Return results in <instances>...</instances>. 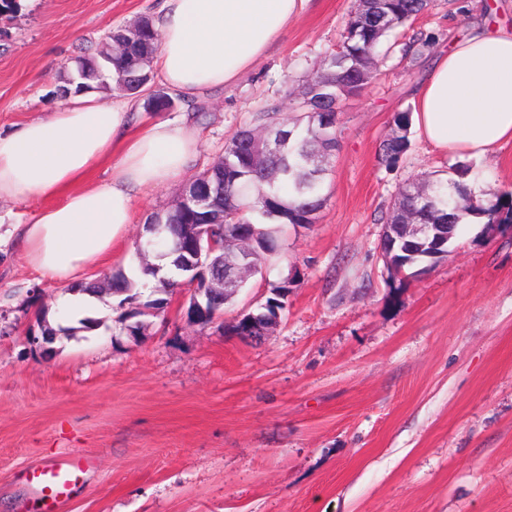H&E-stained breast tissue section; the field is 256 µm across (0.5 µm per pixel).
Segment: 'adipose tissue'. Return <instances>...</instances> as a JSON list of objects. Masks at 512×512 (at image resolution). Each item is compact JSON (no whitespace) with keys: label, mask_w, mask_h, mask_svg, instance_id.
I'll list each match as a JSON object with an SVG mask.
<instances>
[{"label":"adipose tissue","mask_w":512,"mask_h":512,"mask_svg":"<svg viewBox=\"0 0 512 512\" xmlns=\"http://www.w3.org/2000/svg\"><path fill=\"white\" fill-rule=\"evenodd\" d=\"M305 0H162L154 66L194 100L234 84L287 30ZM135 100L82 94L0 134V200L49 199L12 229L23 258L61 285L81 282L127 236L136 192L180 177L199 146L191 121L133 123ZM419 134L445 154L480 159L512 141V24L480 19L439 54L414 91ZM110 178L93 182L103 163Z\"/></svg>","instance_id":"ef3b65f1"}]
</instances>
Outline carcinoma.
Here are the masks:
<instances>
[{"label":"carcinoma","mask_w":512,"mask_h":512,"mask_svg":"<svg viewBox=\"0 0 512 512\" xmlns=\"http://www.w3.org/2000/svg\"><path fill=\"white\" fill-rule=\"evenodd\" d=\"M432 0H370L363 11L352 10L340 35L338 48L326 54L320 61L317 80L306 93L310 100H317L324 107L360 94L365 85L359 83L360 76L369 72L370 67H379L391 50V37L398 28L413 21L426 11ZM136 30L125 27L112 31L109 42L126 41L134 38L127 53L114 54L103 60L104 48H99L97 58L83 59L87 65L101 67L91 70L86 83L93 89L107 88V79L121 91L138 93L150 81V65L144 58L151 57L157 47L152 40L156 33L154 21L142 17L134 22ZM431 39L414 36L403 48L404 56L416 60L430 48ZM394 123L396 130L382 145L380 159L388 166L395 164L407 149V130L410 116L407 112L398 114ZM281 123L277 112L270 108L252 115L251 122L238 130L224 145V155L214 161L185 185L206 198V208L189 213L173 210L149 219L151 224H204L208 214L224 215V235H246L253 238L259 251L252 259L259 264L262 258L278 252L279 236L289 224H307L317 218L326 202L324 174L327 162L315 163L313 154L321 149V129L318 113L309 112L305 123H295L288 128V142L278 152H269L263 166L249 158L245 141L258 130L277 135ZM456 178L449 181H412L398 193L397 199L386 218L388 224L400 223L404 210L416 213L415 223L434 224L436 229L448 225V231L456 234L460 214L472 212L495 217L497 223H512V191H506L493 201L479 203L469 192L467 178L470 169L458 166ZM428 242L412 240L406 247L397 241L394 251L396 267L404 269L417 267L426 262ZM187 255H171L162 268L139 265L140 277L150 276L165 285L161 292L167 293L181 287V280L192 277V269L185 260ZM108 288L115 296H123L121 303L133 305L124 316V330L142 332L146 324L139 308H154L160 299L140 301L137 292L140 281L124 275L106 278ZM198 298L208 314L224 310V297L210 289L191 294ZM288 300V283L272 286V297L266 300L268 306L257 312V321H263L267 312L281 311Z\"/></svg>","instance_id":"1"}]
</instances>
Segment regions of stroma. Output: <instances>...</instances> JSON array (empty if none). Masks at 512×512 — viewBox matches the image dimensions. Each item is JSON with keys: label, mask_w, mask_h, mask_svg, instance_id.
<instances>
[{"label": "stroma", "mask_w": 512, "mask_h": 512, "mask_svg": "<svg viewBox=\"0 0 512 512\" xmlns=\"http://www.w3.org/2000/svg\"><path fill=\"white\" fill-rule=\"evenodd\" d=\"M0 14V130L54 111L61 79L113 29L156 17L160 0H17ZM354 0H307L287 31L235 84L188 104L153 76L142 119L191 118L199 151L183 177L139 193L129 240L87 278L134 276L147 219L224 153L254 112L283 118L306 76L335 49ZM434 0L399 28L372 83L338 115L327 201L315 223L288 226L224 314L189 320L190 292L169 294L144 336L126 335L118 300L86 307L96 330L61 313L60 284L42 277L9 230L47 207L0 201V512H40L32 476L84 457L61 512H512V224L461 225L448 257L412 276L379 251L382 219L414 179L453 176L458 156L417 131L380 164L394 117L433 59L477 21ZM416 32L435 41L403 56ZM483 198L512 190V143L472 160ZM289 281L279 322L260 342L232 332L271 285ZM65 331L33 343L39 317Z\"/></svg>", "instance_id": "35a3bbf8"}]
</instances>
